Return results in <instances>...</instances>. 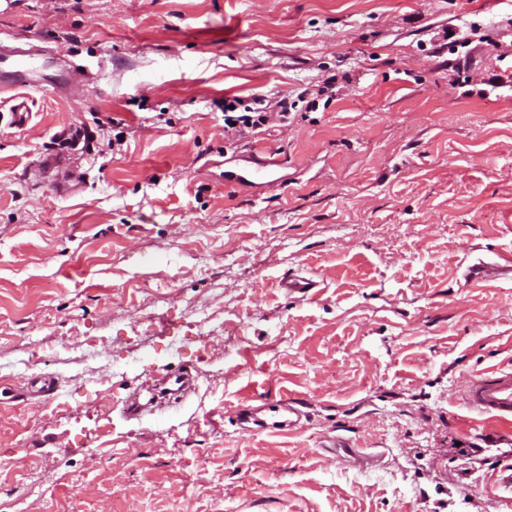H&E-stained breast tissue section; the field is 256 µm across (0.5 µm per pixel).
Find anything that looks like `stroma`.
I'll use <instances>...</instances> for the list:
<instances>
[{
	"label": "stroma",
	"instance_id": "1",
	"mask_svg": "<svg viewBox=\"0 0 512 512\" xmlns=\"http://www.w3.org/2000/svg\"><path fill=\"white\" fill-rule=\"evenodd\" d=\"M0 43L40 51L0 102V512H507L463 386L512 368V280L462 273L512 256V0H0ZM284 396L300 428L241 429ZM243 157L247 164L240 167L237 173L229 172L236 178V182L240 184L277 185L281 180L279 176L280 170L288 167L286 157L276 159L275 161L260 158L256 154H248Z\"/></svg>",
	"mask_w": 512,
	"mask_h": 512
}]
</instances>
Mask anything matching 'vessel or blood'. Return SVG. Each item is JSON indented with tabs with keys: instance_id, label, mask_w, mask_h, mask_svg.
<instances>
[{
	"instance_id": "1",
	"label": "vessel or blood",
	"mask_w": 512,
	"mask_h": 512,
	"mask_svg": "<svg viewBox=\"0 0 512 512\" xmlns=\"http://www.w3.org/2000/svg\"><path fill=\"white\" fill-rule=\"evenodd\" d=\"M32 60V54L25 50L15 49L7 54L0 52V65L5 66L8 79L15 83H29ZM287 166L288 161L284 158L271 161L250 154L235 178L245 185L274 186L280 182V170ZM510 274L512 258L495 263L482 260L473 263L468 266L465 277L470 283L478 284ZM464 396L480 415L500 425L501 437H512V371L493 370L482 374L466 385ZM301 418V410L285 399L269 402L260 409L246 406L238 413L239 423L249 424L254 432L289 433L295 430Z\"/></svg>"
}]
</instances>
